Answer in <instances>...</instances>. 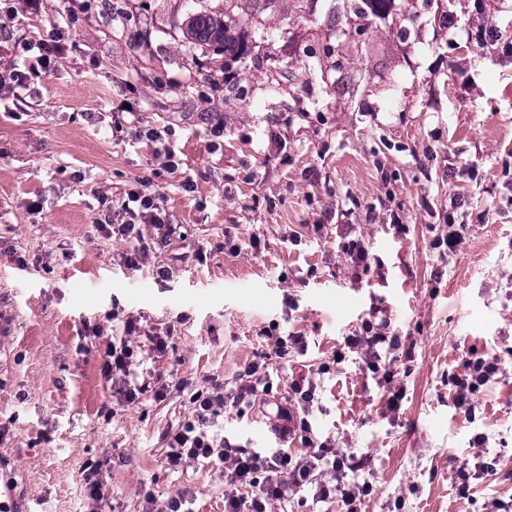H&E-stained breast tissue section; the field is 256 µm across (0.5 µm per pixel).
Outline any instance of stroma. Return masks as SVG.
<instances>
[{
  "instance_id": "stroma-1",
  "label": "stroma",
  "mask_w": 512,
  "mask_h": 512,
  "mask_svg": "<svg viewBox=\"0 0 512 512\" xmlns=\"http://www.w3.org/2000/svg\"><path fill=\"white\" fill-rule=\"evenodd\" d=\"M13 5L0 12V77L27 70L20 43L63 40L22 100L0 88V499L15 512H163L187 488L193 512H224L223 462L172 467L164 436L195 391L261 361L271 391L226 410L218 436L271 452L269 404L311 379L318 435L371 458L363 512H512V56L440 25L450 12L512 34V0L480 15L472 0H395L361 33L351 0H91L74 21L57 0ZM199 12L231 22L243 52L188 41L181 24ZM124 103L134 111L119 125ZM451 170L474 176L451 182ZM141 181L175 230L162 244L147 230L133 269L110 222ZM453 194L484 220L442 259L430 242ZM350 197L379 206L356 229L366 272L343 251L348 226L328 218ZM369 316L401 336L396 414L358 353L334 360ZM128 320L131 369L152 385L131 404L103 370ZM272 327L306 336L307 353L281 362L262 335ZM487 353L502 371L467 418L451 379ZM479 435L496 472L462 498L454 474Z\"/></svg>"
}]
</instances>
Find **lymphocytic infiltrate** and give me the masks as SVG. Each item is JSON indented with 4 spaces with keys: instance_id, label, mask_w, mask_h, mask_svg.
<instances>
[{
    "instance_id": "obj_1",
    "label": "lymphocytic infiltrate",
    "mask_w": 512,
    "mask_h": 512,
    "mask_svg": "<svg viewBox=\"0 0 512 512\" xmlns=\"http://www.w3.org/2000/svg\"><path fill=\"white\" fill-rule=\"evenodd\" d=\"M126 220L119 224L121 236L132 240L143 237V225L155 230L169 229L165 213L157 205L154 195L141 188L129 189L120 202ZM469 212L459 196L448 199L446 233L434 236L430 243L439 257H447L464 244L467 235ZM346 348L360 353L368 371L381 374L391 389L387 398L388 411L401 408L405 397L403 389L393 388L394 375L388 366L392 352L398 347L397 337L387 334V326L372 320H363L359 330L344 340ZM108 359L104 363L105 373L111 374L115 392L126 402H134L143 393V385L129 381L132 356L128 345H110ZM465 372L454 378V401L463 413L472 409L471 397L486 385L500 370V361L489 356L464 363ZM265 364L248 363L238 375L232 387L213 385L199 390L190 397L191 416L174 432L168 433L167 457L171 465L177 466L187 460L218 458L224 464V512H267L266 506L273 501L287 500L303 490H310L314 498L323 501L330 496L339 497L345 512H361L365 498L373 491L370 482L348 481V474L366 468V457L336 448L331 439H320L309 419L315 400L314 384L298 381L291 384L292 408H281L280 416L292 423L299 431L305 449L302 456H293L287 449L278 448L271 454L261 455L255 451L232 444L217 437L212 428L216 418L226 407L242 408L251 405L259 390L269 389Z\"/></svg>"
}]
</instances>
